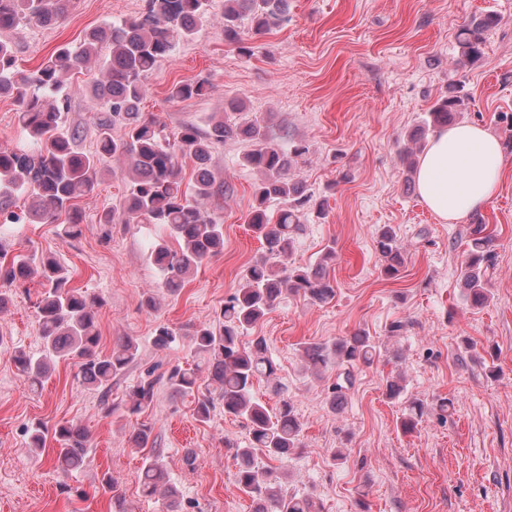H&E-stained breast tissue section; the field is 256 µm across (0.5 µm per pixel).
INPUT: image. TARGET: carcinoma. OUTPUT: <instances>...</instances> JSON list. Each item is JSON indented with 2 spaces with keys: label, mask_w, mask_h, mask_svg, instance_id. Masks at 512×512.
<instances>
[{
  "label": "carcinoma",
  "mask_w": 512,
  "mask_h": 512,
  "mask_svg": "<svg viewBox=\"0 0 512 512\" xmlns=\"http://www.w3.org/2000/svg\"><path fill=\"white\" fill-rule=\"evenodd\" d=\"M77 0H0V32L23 25H53L74 8ZM213 0H144L139 15L92 31L77 47L64 46L45 58L32 71H21L13 45L0 38V95L19 103L18 126L28 144L0 151V227L6 224L60 223V235L80 234L82 214L76 200L93 189L98 167L106 156H122L127 161V190L120 212L104 214L105 224H160L179 248L158 241L151 251L152 262L163 275L162 288L176 293L185 279L224 246L222 225L211 217L207 202L223 193L209 169L215 145L227 139L250 144L244 156L246 166L262 175L255 189V204L249 226L263 246L262 256L247 270L239 287L224 300L218 325H201L191 337L201 362L190 368L174 365L157 375L145 372L130 391L126 410L143 414L153 404L156 386L163 381L175 396H197L198 420L206 422L215 405L224 406V415L244 420L248 442L237 446L239 467L237 489L256 504L255 512H317L312 497L282 490L266 460H282L302 448V425L294 404L283 399L279 407L267 408L253 394L254 380L276 378L277 367L261 336L242 341L245 333L272 311L286 294L303 297L312 305L325 304L336 289L327 275L336 258L328 248L313 266L288 262L304 220L324 213V202L314 198L303 182L290 177L296 159L309 152L303 142L283 149L268 126L248 117L240 99L224 102V115L212 119L207 130L193 123L169 136L165 126L141 115L140 102L146 92L147 76L172 57L177 46L191 39L210 14ZM224 41L248 55V40L288 23V0H224ZM492 13L482 14L461 26L456 33L459 63L474 64L482 59L489 33L497 26ZM94 69L91 94L99 112L95 150L78 148L80 131L67 127L72 92L65 87V75L75 69ZM206 80L179 81L170 97L190 99L210 93ZM465 106L458 91L437 100L426 117L408 135L409 146L403 160L414 168L413 146L426 136L457 121ZM196 162L191 191L182 189L179 158ZM26 195L32 204L14 209L13 199ZM281 204L277 218L268 213V204ZM493 241L482 216L472 218L469 248L461 264L464 298L473 307L488 301L487 262ZM382 257L381 273L395 278L403 265V254L395 230L383 225L376 237ZM41 278L37 301L40 354L16 350L12 361L33 388L49 378L51 367L70 360L77 365L82 382L96 387L108 385L124 373L139 356V345L125 336L117 340L107 355L98 352L96 331L99 297L70 286L68 270L53 257L35 254L8 255L0 237V282L25 283L33 275ZM178 333L166 326L156 329L154 345L167 349ZM376 346L362 332L331 341L308 342L301 346L307 369L321 374L336 370L332 383V409L343 406L355 383V367L373 361ZM423 400L408 401L403 429L412 430L425 412ZM153 428L140 426L129 437L132 447L142 453L139 482L142 493L162 501L165 512H180L178 491L170 481L160 449L154 447ZM55 468L70 474L89 462L92 452L87 430L76 424L60 425L54 431ZM102 483L112 489V512H127L125 495L105 476Z\"/></svg>",
  "instance_id": "carcinoma-1"
}]
</instances>
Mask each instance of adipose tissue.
<instances>
[{"instance_id":"1","label":"adipose tissue","mask_w":512,"mask_h":512,"mask_svg":"<svg viewBox=\"0 0 512 512\" xmlns=\"http://www.w3.org/2000/svg\"><path fill=\"white\" fill-rule=\"evenodd\" d=\"M502 162L498 140L482 125L464 123L442 129L419 160L418 194L441 221L457 220L494 197Z\"/></svg>"}]
</instances>
